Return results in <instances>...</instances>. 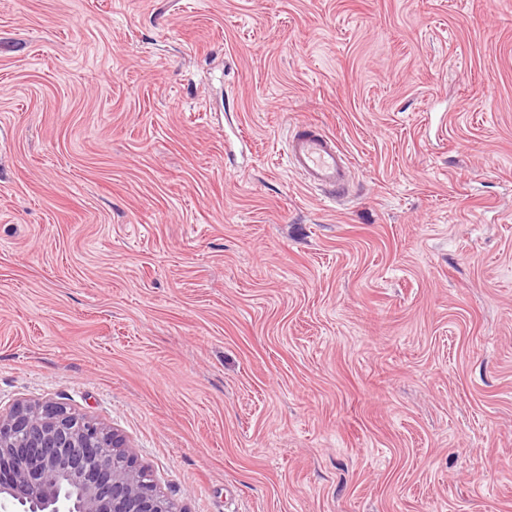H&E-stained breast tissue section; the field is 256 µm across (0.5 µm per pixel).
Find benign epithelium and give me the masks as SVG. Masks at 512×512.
Instances as JSON below:
<instances>
[{
  "label": "benign epithelium",
  "instance_id": "obj_1",
  "mask_svg": "<svg viewBox=\"0 0 512 512\" xmlns=\"http://www.w3.org/2000/svg\"><path fill=\"white\" fill-rule=\"evenodd\" d=\"M0 507L24 512H186L125 438L53 401L0 411Z\"/></svg>",
  "mask_w": 512,
  "mask_h": 512
}]
</instances>
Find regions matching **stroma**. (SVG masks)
<instances>
[{
	"label": "stroma",
	"instance_id": "35a3bbf8",
	"mask_svg": "<svg viewBox=\"0 0 512 512\" xmlns=\"http://www.w3.org/2000/svg\"><path fill=\"white\" fill-rule=\"evenodd\" d=\"M20 398L188 512H512V0H0ZM286 157L308 186L320 187L336 200L349 191L354 163L320 126L301 124L288 138Z\"/></svg>",
	"mask_w": 512,
	"mask_h": 512
}]
</instances>
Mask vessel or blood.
<instances>
[{
  "instance_id": "1",
  "label": "vessel or blood",
  "mask_w": 512,
  "mask_h": 512,
  "mask_svg": "<svg viewBox=\"0 0 512 512\" xmlns=\"http://www.w3.org/2000/svg\"><path fill=\"white\" fill-rule=\"evenodd\" d=\"M287 161L307 185L322 188L336 198L349 190L354 163L335 138L318 125H302L289 136Z\"/></svg>"
}]
</instances>
